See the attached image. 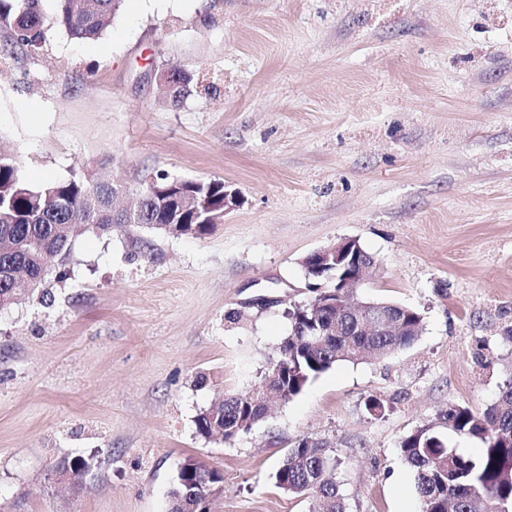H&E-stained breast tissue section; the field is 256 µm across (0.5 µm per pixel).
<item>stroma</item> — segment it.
<instances>
[{"label": "stroma", "mask_w": 512, "mask_h": 512, "mask_svg": "<svg viewBox=\"0 0 512 512\" xmlns=\"http://www.w3.org/2000/svg\"><path fill=\"white\" fill-rule=\"evenodd\" d=\"M55 8L38 53L0 30V149L28 181L212 178L243 202L201 235L84 231L0 312V512H168L189 457L224 475L211 512H311L275 484L303 439L349 512H420L401 439L512 375V0H125L92 42ZM343 238L375 260L356 297L417 310L418 339L199 435L262 386L312 297L301 258ZM252 393L227 398L224 399L220 404L212 406L208 412L203 413L198 419L199 432L207 437H211L217 433L212 426V422L216 414L215 419L217 418V415H219L220 418L218 419L221 420L220 426H224L225 428L224 442L233 441L238 436H233L232 432L230 431L232 420H234L240 412L245 411L246 408H251L250 398Z\"/></svg>", "instance_id": "stroma-1"}]
</instances>
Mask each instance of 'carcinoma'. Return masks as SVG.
Masks as SVG:
<instances>
[{
    "mask_svg": "<svg viewBox=\"0 0 512 512\" xmlns=\"http://www.w3.org/2000/svg\"><path fill=\"white\" fill-rule=\"evenodd\" d=\"M42 0H0V29L11 31L16 42L37 51L45 42ZM55 23L76 41L99 38L120 12L123 0H56ZM193 77L178 70L169 78L174 99L191 91ZM183 188L204 186L211 196L223 193L224 181L178 179ZM112 184L88 183L80 177L31 185L12 157L0 153V298L16 284L38 276L45 259L69 253L74 228L83 225L102 233L114 225L133 222L169 235L202 234L213 226L209 213L175 211L158 198L139 197V215L128 220L125 212L112 207ZM403 330L396 336H357L354 325L339 324L338 335L312 339L304 335L307 324L290 325L288 347H279L271 367L286 374L282 380L288 398L299 395L310 379L331 369L341 358L358 359L365 349L379 358L410 346L421 334L422 316L415 309L397 310ZM251 394L227 398L202 414L198 430L216 434L214 416L225 428L224 441L235 439L230 426L250 407ZM449 430L479 439L484 447L472 457L451 448L439 432L421 427L400 442L405 463L415 474V490L422 512H512V376L505 380L495 403L481 413L450 405L442 416ZM335 464L326 449L313 445L288 450L275 473L276 485L296 497H311L317 512H347L345 496L334 477ZM215 470L205 466L188 479L176 482L170 497L200 496Z\"/></svg>",
    "mask_w": 512,
    "mask_h": 512,
    "instance_id": "carcinoma-1",
    "label": "carcinoma"
}]
</instances>
